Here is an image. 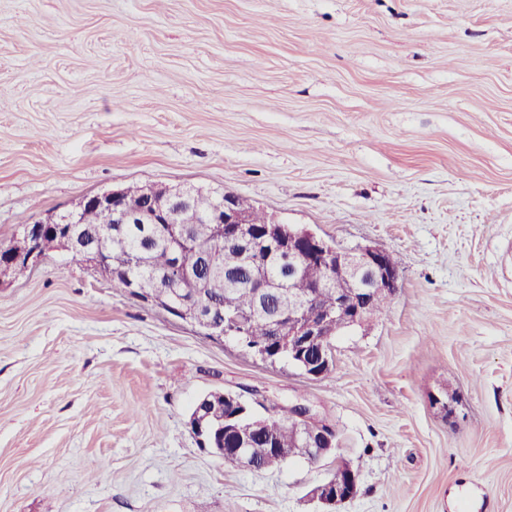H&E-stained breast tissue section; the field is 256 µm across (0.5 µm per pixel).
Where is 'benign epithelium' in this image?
<instances>
[{"label": "benign epithelium", "mask_w": 512, "mask_h": 512, "mask_svg": "<svg viewBox=\"0 0 512 512\" xmlns=\"http://www.w3.org/2000/svg\"><path fill=\"white\" fill-rule=\"evenodd\" d=\"M202 191L180 185L156 187L151 184L139 187L133 193L126 188L106 190L80 201L65 213L55 215L35 224H20L15 239L0 248V278L20 268L35 266L50 249L66 253L80 252L84 263L99 270L108 267L112 252V239L121 235L126 224L147 225L145 238L162 239L174 245L173 265L156 277V287H166L172 275L180 280L194 281V270L181 265V256L194 252L203 241L219 240L227 247L249 248L256 243L270 247L281 270L278 279L260 273L253 276L255 304L251 311L239 313L237 324L246 326L257 318L264 319L278 336L277 353L288 363L300 365L305 376L318 379L328 374L333 366L329 357L332 337L338 334L336 326L348 329L362 328L371 321L374 304L380 297L391 299L399 288L400 270L391 255L372 246H359L346 250L317 236L307 229H295L265 216L257 223L251 211L239 205L238 195L226 191L224 198L210 195L211 207L205 213V222L192 218L196 201ZM88 209L102 210L110 215L111 222L88 236L84 225L78 222ZM309 265L325 271V278L315 288L299 295L295 289H285L286 281L298 278ZM336 286V302L323 305L317 290ZM288 297V302L274 313L268 312L270 299ZM165 313L197 327L204 335L223 340L231 330L214 321V302L195 305L168 300L160 306ZM225 399L240 407L232 415L221 414V409L210 406L211 400L199 402L190 418V428L200 445L220 457L224 448L211 443L210 421L226 426L236 425V419L251 413L250 428L263 427L264 419L284 408L288 417L312 421L317 425L303 437L314 448L310 463L336 454V430L318 418L312 408L296 402L287 406L279 403L267 405V399H254L264 409L258 413L238 400V393L227 391ZM359 490V474L342 461L334 474L317 484L307 493V498L322 506L333 508L355 497Z\"/></svg>", "instance_id": "7a95c632"}]
</instances>
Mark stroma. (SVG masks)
I'll return each instance as SVG.
<instances>
[{"mask_svg": "<svg viewBox=\"0 0 512 512\" xmlns=\"http://www.w3.org/2000/svg\"><path fill=\"white\" fill-rule=\"evenodd\" d=\"M0 101V234L184 184L401 272L319 379L58 251L6 277L0 512H317L337 459L226 466L215 390L326 418L335 512H512V0H0ZM220 396L222 397L224 395L226 400L235 401L236 404H233L234 407H240L241 410L235 412L232 415H225L222 416V412L220 408H215V406L212 408L210 406V403H213L209 399H203L200 401L195 409L194 412L190 418V428L197 438L198 442L203 448H210L212 452L215 455L220 456L221 458H224L225 465H233L235 467H241L240 463L237 459H235L233 456L230 455H224V442L221 444V446H217L216 444H210L211 443V436H212V429L210 425L209 419L211 418L213 421L222 424L224 422V425H221L219 429H223L225 426H236V419L244 414L247 413L248 408L245 404H243L238 399V393L232 392V391H225V394H223V391H219ZM206 402V403H205ZM205 403V404H204ZM359 482L358 472L347 462L341 461L330 478L315 484L308 491L307 498L317 502L323 509L333 508L355 497Z\"/></svg>", "mask_w": 512, "mask_h": 512, "instance_id": "35a3bbf8", "label": "stroma"}]
</instances>
